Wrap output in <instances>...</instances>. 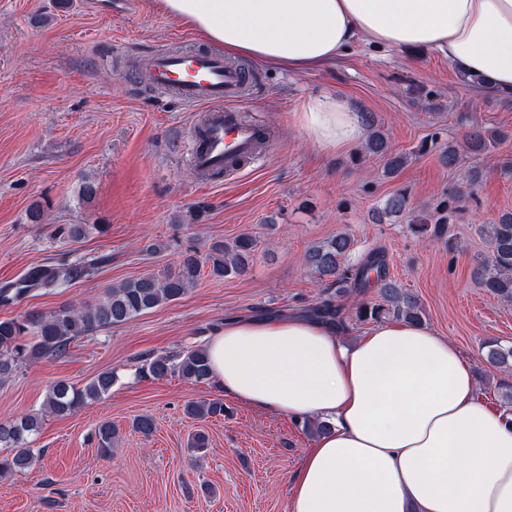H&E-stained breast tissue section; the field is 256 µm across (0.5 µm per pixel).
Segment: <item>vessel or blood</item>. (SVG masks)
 <instances>
[{"label":"vessel or blood","mask_w":512,"mask_h":512,"mask_svg":"<svg viewBox=\"0 0 512 512\" xmlns=\"http://www.w3.org/2000/svg\"><path fill=\"white\" fill-rule=\"evenodd\" d=\"M144 67L156 93L197 107L200 118L186 150L201 181L241 173L261 158L270 132L238 109L250 83L247 69L224 54L196 49L154 51Z\"/></svg>","instance_id":"b4317fda"}]
</instances>
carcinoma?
<instances>
[{
	"label": "carcinoma",
	"instance_id": "carcinoma-1",
	"mask_svg": "<svg viewBox=\"0 0 512 512\" xmlns=\"http://www.w3.org/2000/svg\"><path fill=\"white\" fill-rule=\"evenodd\" d=\"M467 146L475 153L489 154L497 147L499 139L494 134L471 131L465 137ZM366 151L386 156L385 172H397L405 162L402 154L388 153L383 136L373 131L369 135ZM461 193L448 195V204L435 224H410V230L422 237H440L459 210ZM409 207L407 194L397 192L385 200L381 214L399 216ZM491 254L479 272L482 287L504 302H512V214L502 216L489 225ZM349 235L335 237L311 246L305 262L320 278L329 281V287L362 290L380 285L382 302L363 303L355 316L359 321L378 320L386 317L403 319L410 323L421 322V310L407 294L396 288L387 276L385 255L374 251L353 265L346 263L351 251ZM255 239L241 234L232 242L215 241L201 254L195 248L187 249L174 269L163 276L146 273L106 289L104 296L94 303L62 306L49 313H29L23 317L0 319V381L8 380L25 360L55 357L64 354L70 343L91 336L103 329L126 323L136 316L164 303L179 300L194 287L208 270L213 277L227 278L246 272ZM89 275V268L80 264L38 266L29 271L18 284L0 287V301L18 302L34 288H48L60 283L78 280ZM315 315L335 325L344 323L342 308L326 299L314 308ZM512 361V347L498 344L489 346L487 362L493 366ZM140 372L153 379H162L170 373H179L184 379L204 383L210 379L207 350L203 347L179 354H157L144 359ZM114 382L112 372L100 373L82 388L66 382L54 383L47 391L43 407L20 418L0 422V478L30 468L38 462L39 455L29 448V439L38 434L48 415H69L88 400L107 395ZM186 413L199 418H218L224 415V402L220 400L190 401ZM116 430L104 421L96 430L98 448L102 455L112 450Z\"/></svg>",
	"mask_w": 512,
	"mask_h": 512
}]
</instances>
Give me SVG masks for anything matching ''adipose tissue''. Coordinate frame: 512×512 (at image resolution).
Wrapping results in <instances>:
<instances>
[{
  "label": "adipose tissue",
  "mask_w": 512,
  "mask_h": 512,
  "mask_svg": "<svg viewBox=\"0 0 512 512\" xmlns=\"http://www.w3.org/2000/svg\"><path fill=\"white\" fill-rule=\"evenodd\" d=\"M225 55L294 73L356 41L417 47L512 96V0H163ZM308 141L354 144L363 122L342 97L307 98ZM211 375L254 409L327 427L305 449L290 512H512V414L479 396L444 337L379 323L353 343L304 316L228 319L211 337Z\"/></svg>",
  "instance_id": "1"
}]
</instances>
